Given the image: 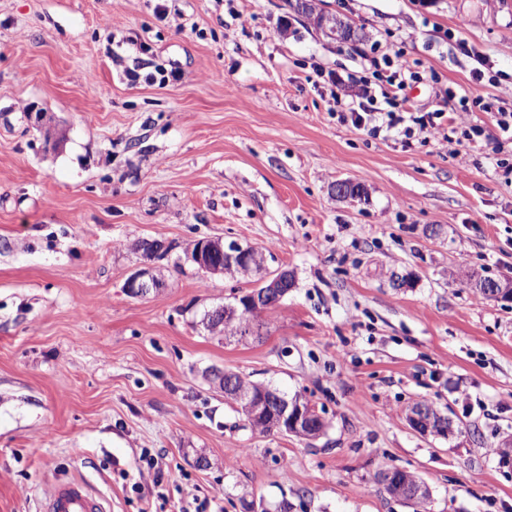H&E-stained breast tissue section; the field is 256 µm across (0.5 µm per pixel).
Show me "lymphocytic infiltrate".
I'll return each instance as SVG.
<instances>
[{
    "label": "lymphocytic infiltrate",
    "instance_id": "lymphocytic-infiltrate-1",
    "mask_svg": "<svg viewBox=\"0 0 512 512\" xmlns=\"http://www.w3.org/2000/svg\"><path fill=\"white\" fill-rule=\"evenodd\" d=\"M371 78L328 75L326 84L336 106V119L372 133H395L402 141L426 135L438 138L451 153L485 140L480 125L457 129L445 108L427 110L416 106L404 94L408 83L423 79L422 72L404 65L400 55L372 60Z\"/></svg>",
    "mask_w": 512,
    "mask_h": 512
}]
</instances>
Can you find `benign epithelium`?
I'll return each mask as SVG.
<instances>
[{
  "mask_svg": "<svg viewBox=\"0 0 512 512\" xmlns=\"http://www.w3.org/2000/svg\"><path fill=\"white\" fill-rule=\"evenodd\" d=\"M170 248L159 240L147 241V252L145 258L149 264L133 273L125 282V288L129 295L141 297L152 291H158L164 287L163 281L155 272L151 261L165 257ZM219 252L230 264L236 266L241 272L248 274L255 270L252 262V252L246 247L233 245L224 249V242L221 240H209L200 245L196 250L186 254L189 261L195 264L201 271L212 276L224 275V268L214 264L210 255ZM294 286L293 273L287 269H279L265 276L259 285L250 291L237 297V305L220 307L219 311L224 313V322H234L239 317V312H245L254 307L262 308V303L271 298L281 299L288 294V289ZM220 387L229 392H237L239 400L243 403L248 419L268 420L272 424V431L280 434H301L303 430L321 421L310 410L304 408L301 401H292L288 397L271 389L269 391H236L234 380L224 378L219 374ZM409 422L412 427L421 434H436L432 419L426 417V409L422 406L415 409L409 415Z\"/></svg>",
  "mask_w": 512,
  "mask_h": 512,
  "instance_id": "1",
  "label": "benign epithelium"
}]
</instances>
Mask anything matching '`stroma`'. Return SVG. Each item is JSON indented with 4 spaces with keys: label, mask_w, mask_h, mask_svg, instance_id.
Here are the masks:
<instances>
[{
    "label": "stroma",
    "mask_w": 512,
    "mask_h": 512,
    "mask_svg": "<svg viewBox=\"0 0 512 512\" xmlns=\"http://www.w3.org/2000/svg\"><path fill=\"white\" fill-rule=\"evenodd\" d=\"M320 6L355 38L288 0H0V512L69 481L107 512H413L376 480L390 467L426 480L427 512H512L493 453L512 300L475 289L512 282V181L490 148L340 123L308 80L399 50L437 75L412 102L512 108V0ZM200 238L293 272L261 339L204 328L259 276H205L185 256ZM138 239L171 250L165 288L135 298ZM216 370L309 401L322 435L253 433ZM425 400L459 432H414ZM288 1L289 6L294 10L295 13L302 16L307 22L318 32H321L327 37L339 36L341 32H347L350 40L354 36V30L352 26L337 18L336 15L326 13L315 4L314 0H294ZM327 17V24L323 25L322 20Z\"/></svg>",
    "instance_id": "35a3bbf8"
}]
</instances>
